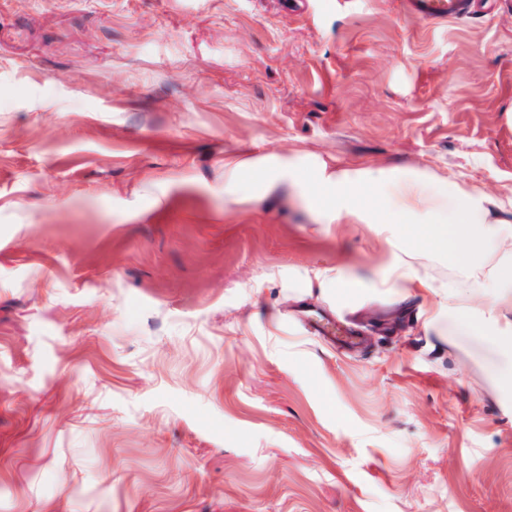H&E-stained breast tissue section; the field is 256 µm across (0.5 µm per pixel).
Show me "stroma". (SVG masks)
Instances as JSON below:
<instances>
[{
  "instance_id": "obj_1",
  "label": "stroma",
  "mask_w": 512,
  "mask_h": 512,
  "mask_svg": "<svg viewBox=\"0 0 512 512\" xmlns=\"http://www.w3.org/2000/svg\"><path fill=\"white\" fill-rule=\"evenodd\" d=\"M229 153L512 198V0H0V512H512L478 340L305 290L382 234L225 200ZM502 0H401L404 11L419 22L482 19L494 14ZM310 330L321 336L336 339V342L348 347H356L360 344L361 339L353 332L346 330H339L331 322H318L310 326Z\"/></svg>"
}]
</instances>
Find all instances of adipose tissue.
Listing matches in <instances>:
<instances>
[{
	"instance_id": "1",
	"label": "adipose tissue",
	"mask_w": 512,
	"mask_h": 512,
	"mask_svg": "<svg viewBox=\"0 0 512 512\" xmlns=\"http://www.w3.org/2000/svg\"><path fill=\"white\" fill-rule=\"evenodd\" d=\"M288 188L303 194L322 223L381 225L391 260L374 292L422 300L424 324L436 335L478 337L493 389L512 394V224L499 219L506 202L427 170L397 175L265 156L224 160L225 196ZM438 258L447 260L448 276L429 273Z\"/></svg>"
}]
</instances>
